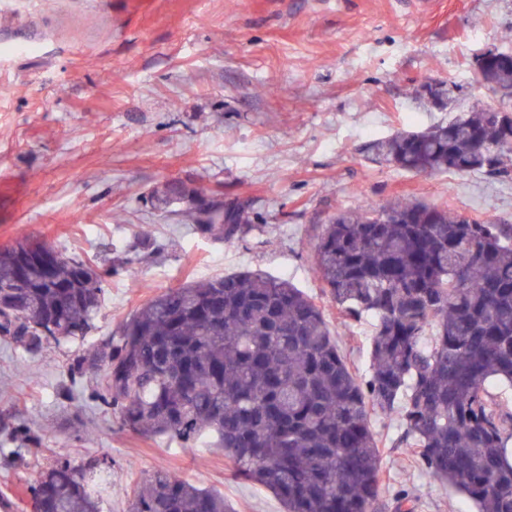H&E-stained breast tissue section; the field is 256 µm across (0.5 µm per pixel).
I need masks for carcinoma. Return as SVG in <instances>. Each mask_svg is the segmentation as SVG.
<instances>
[{
	"label": "carcinoma",
	"instance_id": "obj_1",
	"mask_svg": "<svg viewBox=\"0 0 512 512\" xmlns=\"http://www.w3.org/2000/svg\"><path fill=\"white\" fill-rule=\"evenodd\" d=\"M494 113L402 131L372 144L399 169L507 173L512 147ZM196 229L230 242L251 222L242 204ZM23 237L0 249V338L34 354L83 344L104 298L93 267L59 255L51 269L18 265ZM312 269L345 323L372 320L367 373L340 354L322 307L290 280L260 269L169 288L139 308L97 350L76 351L73 381L95 374L85 401L112 410L142 436L188 450L224 451L244 482L283 512H378L381 462L371 414L399 419L418 468L466 496L475 512H512V412L493 384L512 390V225L482 224L428 203L397 199L340 209L322 226ZM38 442L27 424L5 427ZM100 464L59 459L29 485L33 512H100L86 473ZM128 512H230L224 496L155 470L128 496Z\"/></svg>",
	"mask_w": 512,
	"mask_h": 512
}]
</instances>
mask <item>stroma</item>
Returning a JSON list of instances; mask_svg holds the SVG:
<instances>
[{"label": "stroma", "mask_w": 512, "mask_h": 512, "mask_svg": "<svg viewBox=\"0 0 512 512\" xmlns=\"http://www.w3.org/2000/svg\"><path fill=\"white\" fill-rule=\"evenodd\" d=\"M494 48L512 51V0H0V247L31 235L101 268L133 260L136 276L105 282L84 350L166 289L259 268L315 298L365 374L371 323L341 322L312 271L316 237L339 209L402 198L512 225V174L413 173L369 150L492 105L474 68ZM431 80L450 107L429 103ZM171 180L247 205L252 227L224 243L188 224L185 203L154 208ZM74 354L0 342V414L43 439L0 461V512H31L25 489L55 459L95 456L101 512H127L130 488L158 468L222 493L232 512H282L220 450L186 453L88 407ZM373 424L380 512L401 489L416 512H472L419 470L395 417Z\"/></svg>", "instance_id": "1"}]
</instances>
